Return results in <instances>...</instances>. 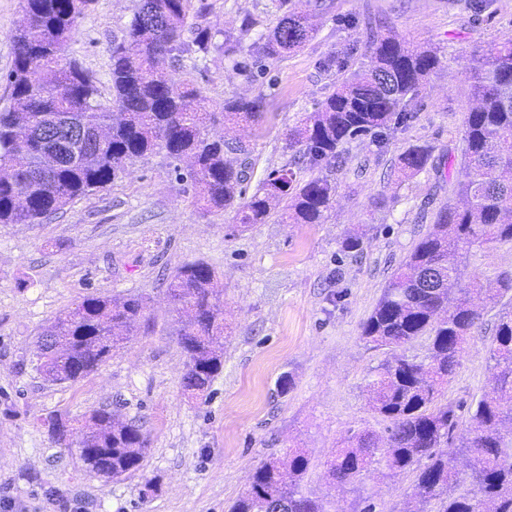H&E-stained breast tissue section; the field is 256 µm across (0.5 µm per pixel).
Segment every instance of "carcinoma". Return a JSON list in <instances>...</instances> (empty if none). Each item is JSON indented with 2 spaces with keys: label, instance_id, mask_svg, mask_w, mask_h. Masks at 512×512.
<instances>
[{
  "label": "carcinoma",
  "instance_id": "obj_1",
  "mask_svg": "<svg viewBox=\"0 0 512 512\" xmlns=\"http://www.w3.org/2000/svg\"><path fill=\"white\" fill-rule=\"evenodd\" d=\"M92 0H23V22L14 35L13 68L4 76L12 105L0 112V224H38L78 197L103 189L134 160L156 149L177 162L176 179L191 185L203 209H234L239 224H263L277 203L289 199L283 220L317 224L336 185L326 176L295 184L287 168L272 169L246 202L249 154L208 127L252 124L262 98L232 97L224 112L208 111L193 71L175 68L186 51L183 39L193 0H139L125 34L112 41V96L102 97L92 76L65 52L78 19ZM282 15L259 36L252 67L265 73L309 38L308 14L278 0ZM370 64L354 52L326 57L322 66L342 78L301 126L289 147L311 166L331 164L343 144L364 137L379 143L391 125L408 119L425 80L439 66L437 54L393 35L378 34L367 46ZM470 80L474 106L465 118L456 195L436 214L433 230L395 272L363 322L362 336L388 358L370 376L372 408L390 421L383 438L369 431L345 437L332 454L328 476L346 487L371 467L381 476L416 472V492L401 512H512V311L498 315L488 354L494 374L468 411L467 435L454 444L459 416L451 403L438 404L481 319L479 303L512 291V275L461 288L466 255L478 243L512 244V38L476 48ZM63 132V160L47 161L39 147L48 129ZM432 147L412 145L398 157L399 169L424 170ZM185 166H180V163ZM23 195L29 206H20ZM179 313V344L191 376L183 391L202 398L223 367L224 318L221 290L206 263L180 267L169 286ZM143 299L87 295L56 317L43 335L54 337L41 350L38 369L54 382H75L99 368L139 324ZM427 337L429 354L410 358L400 349ZM80 434L79 460L97 475L119 479L140 469L147 440L133 422L120 421L102 407ZM465 458L467 472L457 467ZM309 465L300 448L284 460L271 458L254 468L247 490L231 512H329L321 500L299 490ZM477 488H464L466 481Z\"/></svg>",
  "mask_w": 512,
  "mask_h": 512
}]
</instances>
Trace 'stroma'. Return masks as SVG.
<instances>
[{"label": "stroma", "instance_id": "obj_1", "mask_svg": "<svg viewBox=\"0 0 512 512\" xmlns=\"http://www.w3.org/2000/svg\"><path fill=\"white\" fill-rule=\"evenodd\" d=\"M192 28L211 29L208 52L191 49L181 62L195 70L210 111L234 96L262 97L264 114L247 128L211 126L212 136L245 141L255 193L274 168L293 170L297 184L327 176L337 184L320 223L293 224L272 212L266 223L239 227L235 210L204 211L177 181L165 152L136 160L113 184L78 198L38 224H0V503L11 512H229L261 461L305 450L301 489L352 512L357 498L375 512H400L415 490L408 472L382 482L375 475L336 491L326 463L342 437L367 430L386 436L366 378L386 357L361 336V325L399 265L447 204L456 180L428 169L395 173L409 145L433 146L434 159L459 155L471 105L474 47L512 38V0H495L480 16L465 0H326L315 31L300 48L270 62L265 77L234 70L258 35L273 28L272 0H204ZM138 0H93L79 19L67 56L92 74L103 97L110 83L113 39L122 37ZM22 0H0V109L9 107L4 76L13 67V36ZM251 20L242 32L243 20ZM240 37L234 56L224 36ZM392 33L437 51L441 64L426 80L405 130L384 147L370 138L345 144L337 163L313 167L288 145L300 126L336 89L337 72L322 59L365 52L372 35ZM360 250L342 243L357 226ZM203 262L224 285V368L207 398L182 391L186 357L175 335L178 318L167 287L184 264ZM468 279L512 272V244L472 246ZM138 295L146 302L139 329L96 372L74 383L49 381L33 364L36 342L57 315L89 294ZM501 304H488L480 328L444 393L471 404L488 385L487 347ZM290 378L288 391L279 382ZM115 404L149 439L136 473L109 480L83 470L57 443L44 417L85 421Z\"/></svg>", "mask_w": 512, "mask_h": 512}]
</instances>
